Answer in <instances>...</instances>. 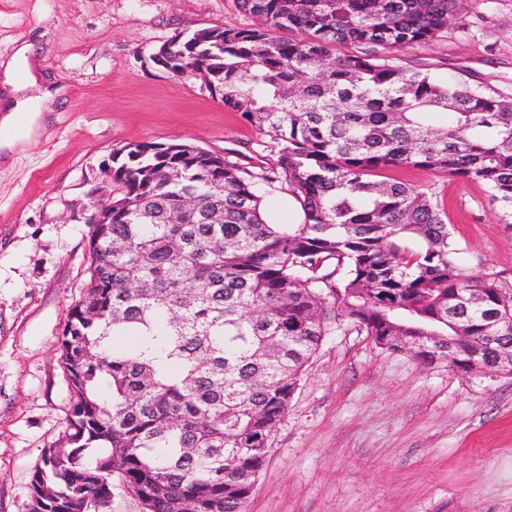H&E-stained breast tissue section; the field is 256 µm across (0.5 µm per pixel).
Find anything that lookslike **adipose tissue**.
Wrapping results in <instances>:
<instances>
[{"instance_id":"1","label":"adipose tissue","mask_w":512,"mask_h":512,"mask_svg":"<svg viewBox=\"0 0 512 512\" xmlns=\"http://www.w3.org/2000/svg\"><path fill=\"white\" fill-rule=\"evenodd\" d=\"M39 71L40 50L32 42H20L11 57L0 60V155H12L38 133L43 113L62 92L42 85Z\"/></svg>"}]
</instances>
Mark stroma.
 <instances>
[{
	"mask_svg": "<svg viewBox=\"0 0 512 512\" xmlns=\"http://www.w3.org/2000/svg\"><path fill=\"white\" fill-rule=\"evenodd\" d=\"M461 25L397 51L399 65L512 98V0H461ZM256 21L235 0H0V56L39 39L67 90L44 128L0 163V512H28L45 448L74 395L60 344L88 281L97 195L112 153L188 141L249 171L268 136L152 54L176 34ZM448 215L467 274L512 281V226L479 183L391 167ZM248 512H512V375L463 372L378 347L337 320L269 438Z\"/></svg>",
	"mask_w": 512,
	"mask_h": 512,
	"instance_id": "35a3bbf8",
	"label": "stroma"
}]
</instances>
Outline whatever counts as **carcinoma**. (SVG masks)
Instances as JSON below:
<instances>
[{
  "mask_svg": "<svg viewBox=\"0 0 512 512\" xmlns=\"http://www.w3.org/2000/svg\"><path fill=\"white\" fill-rule=\"evenodd\" d=\"M458 2L237 0L258 25L199 28L173 47L171 69L218 87L271 138L276 167L252 174L190 143L113 154L120 197L93 226L61 342L75 400L29 512H112L115 480L142 512H246L336 318L369 336H470L487 364L512 353V283L467 275L444 209L379 179L407 166L479 182L512 224V99L378 52L431 42ZM348 44L362 50L336 53ZM277 181L301 223L265 215L261 186Z\"/></svg>",
  "mask_w": 512,
  "mask_h": 512,
  "instance_id": "cac0c4a2",
  "label": "carcinoma"
}]
</instances>
